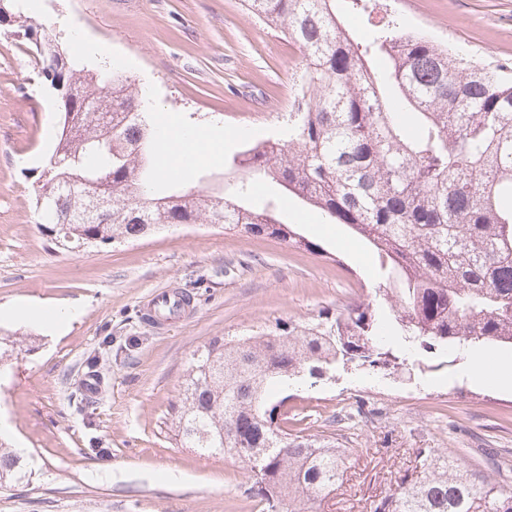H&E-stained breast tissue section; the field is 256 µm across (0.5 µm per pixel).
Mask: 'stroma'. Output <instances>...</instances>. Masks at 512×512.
<instances>
[{
	"instance_id": "obj_1",
	"label": "stroma",
	"mask_w": 512,
	"mask_h": 512,
	"mask_svg": "<svg viewBox=\"0 0 512 512\" xmlns=\"http://www.w3.org/2000/svg\"><path fill=\"white\" fill-rule=\"evenodd\" d=\"M0 25V336L22 343L0 365L4 440L23 449L28 482L0 490V512H260L240 460L185 448L173 406L194 351L216 336L301 322L374 298L386 285L377 255L346 225L298 200L278 210L321 253L218 224H181L101 251L56 250L39 227L36 190L61 120L59 97L28 48L27 27L56 38L68 59L106 63L159 104L155 125L188 123L219 137L215 154L181 172L185 188L232 195L233 158L278 136L297 109L304 55L243 0H13ZM402 25L469 57L512 65V0H397ZM176 283L191 317L153 331L141 301ZM76 301L57 331L8 317L17 301ZM464 361L427 354L412 373L356 370L289 387V409L315 431H338L348 456L315 512H372L415 470L419 448H497L512 488V387L464 376ZM96 381L98 394L84 387Z\"/></svg>"
}]
</instances>
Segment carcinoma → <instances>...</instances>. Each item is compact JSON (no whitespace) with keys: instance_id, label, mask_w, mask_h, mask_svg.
Segmentation results:
<instances>
[{"instance_id":"carcinoma-1","label":"carcinoma","mask_w":512,"mask_h":512,"mask_svg":"<svg viewBox=\"0 0 512 512\" xmlns=\"http://www.w3.org/2000/svg\"><path fill=\"white\" fill-rule=\"evenodd\" d=\"M302 49L297 111L287 139H268L234 163L275 182L382 259L390 287L307 322L216 336L190 363L175 436L188 448L248 460L262 512H305L344 474L337 433L311 432L310 414L282 410L278 392L339 368L396 372L421 352L512 350V69L440 47L400 24L357 41L336 0H247ZM56 40L33 44L46 80L74 85L42 181L41 228L65 252L139 240L173 224H225L323 252L276 218L278 198L241 181L238 199L159 182L157 128L139 91L56 62ZM112 196V218L80 216L84 192ZM418 481L373 512H512V489L465 458L418 449ZM0 443V487L29 479Z\"/></svg>"}]
</instances>
